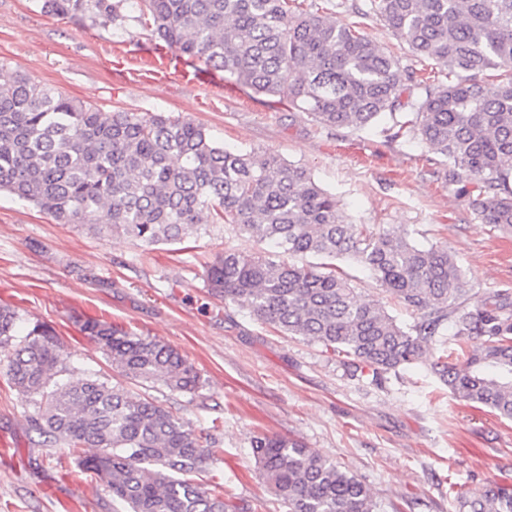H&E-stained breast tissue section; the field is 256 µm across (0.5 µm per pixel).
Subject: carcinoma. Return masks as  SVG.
Masks as SVG:
<instances>
[{"mask_svg": "<svg viewBox=\"0 0 512 512\" xmlns=\"http://www.w3.org/2000/svg\"><path fill=\"white\" fill-rule=\"evenodd\" d=\"M122 0H42L53 14H89L106 26ZM388 27L444 79L401 66L360 27L299 0H142L156 39L221 70L256 94L309 113L326 127L362 130L388 114L392 138L418 139L448 162V176L479 181L471 207L512 233V0H373ZM487 70L497 83L477 80ZM420 91L401 101L403 80ZM404 113L402 119L396 114ZM0 189L59 224L147 246L182 243L232 224L276 252L226 249L205 263L211 295L287 336L344 358L372 382L421 366L465 401L512 420V293L478 290L445 246L404 230L372 232L343 217L336 195L305 168L273 153L231 151L201 124L162 112L97 109L0 66ZM296 256L348 257L416 315L400 324L348 278ZM81 331L121 375L194 393L200 375L176 348L101 319ZM461 350L451 359L448 340ZM478 340L470 348L471 340ZM65 354L43 324L0 307V364L9 383L36 397L32 430L68 448L112 491L115 512H264L238 505L224 485L196 476L224 456L212 431L187 425L154 400L95 374L60 377ZM251 453L287 512H375L369 487L288 436L260 435ZM460 512H512V486L487 481Z\"/></svg>", "mask_w": 512, "mask_h": 512, "instance_id": "1", "label": "carcinoma"}]
</instances>
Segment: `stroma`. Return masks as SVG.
<instances>
[{
	"label": "stroma",
	"instance_id": "35a3bbf8",
	"mask_svg": "<svg viewBox=\"0 0 512 512\" xmlns=\"http://www.w3.org/2000/svg\"><path fill=\"white\" fill-rule=\"evenodd\" d=\"M304 2L340 24L361 23L412 70L431 69L370 12L371 0ZM139 4L124 0L122 20L102 27L44 13L36 0H0V64L108 115L162 112L202 124L226 148L278 154L334 193L351 223L374 231L400 226L418 244L447 246L475 287L512 293V235L477 218L461 191L466 178L450 179L439 154L377 127H324L210 68L203 83L184 84L178 71L201 67L186 56L173 57L169 81L139 80L113 53L118 47L135 58L155 50ZM359 8L365 18H357ZM228 247L270 251L230 224L208 225L184 245L102 238L0 191V304L55 329L64 377L93 371L192 426L219 420L224 458L210 472L223 475L238 501L252 504L266 493L250 448L259 433L297 438L335 461L371 488L382 512H459L460 496L486 478L512 485V421L456 398L421 367L387 374L379 385L351 376L320 346L212 297L203 263ZM335 265L361 298L382 301L401 324L413 322L368 271L346 259ZM88 318L178 349L199 372L200 388L179 393L122 377L82 332ZM35 411L33 398L0 370V512H112L104 483L67 448L43 445L29 423Z\"/></svg>",
	"mask_w": 512,
	"mask_h": 512
}]
</instances>
